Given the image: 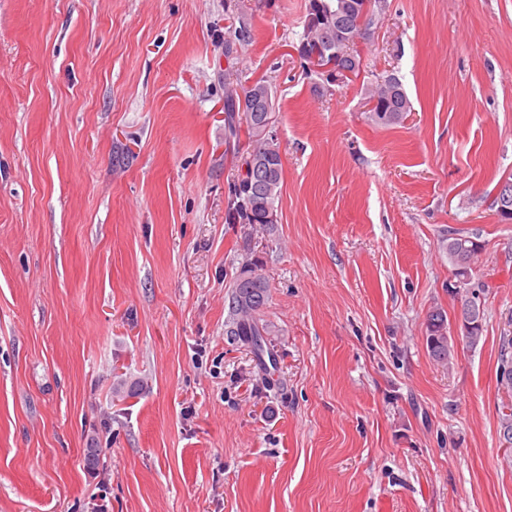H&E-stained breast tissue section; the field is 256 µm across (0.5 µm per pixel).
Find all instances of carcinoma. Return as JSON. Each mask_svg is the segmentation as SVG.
I'll return each mask as SVG.
<instances>
[{"mask_svg": "<svg viewBox=\"0 0 512 512\" xmlns=\"http://www.w3.org/2000/svg\"><path fill=\"white\" fill-rule=\"evenodd\" d=\"M319 2L323 10L336 13V51L340 53V64L359 76L363 63L359 44L370 41L374 26L372 16L382 11V0H371V10L366 14L352 10L336 12L338 0H309ZM247 27L242 25L227 31L224 47L231 57L238 43L246 42ZM224 141L241 146L240 173L230 187L225 211L229 224H265L268 211L277 209L283 181V161L278 138H262L256 131L257 125L265 118L264 107L250 99L248 84L234 79L233 67L224 70ZM372 92L379 94L383 101L379 109L370 111V118L376 124L390 127L401 123L409 112L410 99L402 81L394 74L378 80ZM246 128L247 145H241V128ZM481 245L469 235L454 233L448 238V258L454 268H470L471 261ZM232 313L235 335L250 346L255 353L264 352L268 334L266 325L261 323V313L269 299V282L262 269L255 263L241 265L234 284ZM426 347L431 358L446 364L452 358L454 344L448 343V317L445 311H432L426 322ZM497 386L508 397H512V336H502L497 368Z\"/></svg>", "mask_w": 512, "mask_h": 512, "instance_id": "1", "label": "carcinoma"}]
</instances>
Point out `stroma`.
I'll list each match as a JSON object with an SVG mask.
<instances>
[{"label": "stroma", "mask_w": 512, "mask_h": 512, "mask_svg": "<svg viewBox=\"0 0 512 512\" xmlns=\"http://www.w3.org/2000/svg\"><path fill=\"white\" fill-rule=\"evenodd\" d=\"M307 8L0 0V512H512V0H387L339 85L296 52ZM230 63L275 95L263 228L225 221ZM387 74L412 110L382 128ZM458 231L482 245L459 289ZM250 259L265 365L229 309ZM474 292L482 337L443 367L427 316ZM510 335L502 336L497 368V386L499 391L501 390L510 398V404L508 402L502 404L500 433L502 430H507L511 433L512 438V336Z\"/></svg>", "instance_id": "35a3bbf8"}]
</instances>
